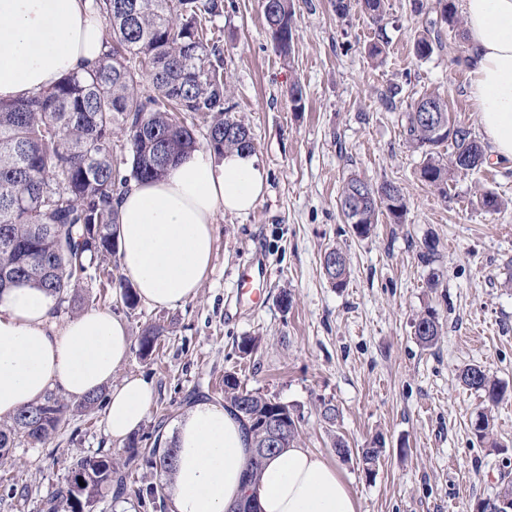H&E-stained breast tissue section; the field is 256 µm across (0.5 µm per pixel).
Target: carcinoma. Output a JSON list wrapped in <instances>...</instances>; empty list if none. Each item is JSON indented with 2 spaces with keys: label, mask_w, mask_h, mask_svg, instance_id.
<instances>
[{
  "label": "carcinoma",
  "mask_w": 512,
  "mask_h": 512,
  "mask_svg": "<svg viewBox=\"0 0 512 512\" xmlns=\"http://www.w3.org/2000/svg\"><path fill=\"white\" fill-rule=\"evenodd\" d=\"M374 22L385 17V0H359ZM109 27L98 64L84 74L63 77L50 89L9 103L0 102V290L20 285L39 288L55 304L74 302L90 270L112 264L117 255L119 213L115 199L133 181L157 180L178 158L198 147L195 120L206 126V143L218 150H254L248 126L229 115L225 107L224 58L214 32L207 26L223 12V0H94ZM264 17L275 48L291 54L295 35L294 0H264ZM440 20L454 27L463 24L453 0H435ZM436 37L426 29L413 43V53L425 59L434 51ZM148 78L155 94L144 96L140 80ZM444 117L445 128L431 131L421 122L427 105ZM127 136L128 174L112 161V132ZM407 141L423 150L420 177L448 196L449 165L461 151H469L474 170L484 163L482 146L471 130L451 123L448 104L440 95L425 94L408 113ZM453 147L449 163L434 148L445 142ZM365 185L367 193L360 191ZM340 207L345 223L358 237H366L385 217L402 224L407 213L403 189L391 181L374 185L359 176L349 177L342 188ZM336 269L322 264L334 288L349 276L346 254L339 248ZM441 326L427 312L415 321V336L433 345ZM164 329L148 325L142 331L139 355H151ZM460 383L499 402L505 389L479 364L459 372ZM100 405L93 393L72 407L64 397L48 392L37 403L19 409L11 422L0 426V472L13 466L11 449L25 441L43 446L78 409L91 413ZM224 405L234 410L252 436V447L262 441L260 426L278 418L287 427L275 454L296 443L299 420L288 405L249 390L232 373L224 375ZM176 449L153 444L141 448L133 441L124 460L109 454L73 461L63 483L43 500L44 512H95L104 491L128 490L129 471L139 465L167 475L175 467ZM78 475L84 485L71 481ZM153 512H167L164 485L150 484L134 490Z\"/></svg>",
  "instance_id": "carcinoma-1"
}]
</instances>
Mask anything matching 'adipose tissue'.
Segmentation results:
<instances>
[{"label": "adipose tissue", "instance_id": "ef3b65f1", "mask_svg": "<svg viewBox=\"0 0 512 512\" xmlns=\"http://www.w3.org/2000/svg\"><path fill=\"white\" fill-rule=\"evenodd\" d=\"M471 94L496 157L512 159V0H463ZM105 25L93 0H0V101L51 87L100 59ZM267 174L253 152L200 147L158 180L132 183L118 198L122 272L139 297L173 308L195 297L213 256L218 213L249 212ZM54 300L28 286L0 294V420L60 389L78 400L108 389L105 422L121 440L144 421L150 381L116 373L130 352L125 323L92 309L63 328ZM178 450L172 512H229L253 496L259 512H358L335 466L294 446L270 456L255 484L244 485L251 440L222 406L200 402L175 424Z\"/></svg>", "mask_w": 512, "mask_h": 512}]
</instances>
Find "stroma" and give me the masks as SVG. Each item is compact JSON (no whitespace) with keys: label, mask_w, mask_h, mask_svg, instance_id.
<instances>
[{"label":"stroma","mask_w":512,"mask_h":512,"mask_svg":"<svg viewBox=\"0 0 512 512\" xmlns=\"http://www.w3.org/2000/svg\"><path fill=\"white\" fill-rule=\"evenodd\" d=\"M374 24L359 6L338 17L331 0H295L296 36L289 57L276 52L262 0H224L212 21L220 36L232 113L249 125L268 175L265 197L248 214H226L215 225L212 268L197 295L174 308H126L116 284L86 280L80 308L123 320L131 341L147 325L164 326L154 353H130L118 378L152 382L155 398L132 437L140 445L170 429L200 400L224 402V375L296 410L301 446L338 466L359 512H474L512 473V161L489 157L469 173H453L447 194L420 178L421 150L406 139L407 116L422 95L437 92L449 113L477 141L485 136L470 92L466 29L439 22L411 0H385ZM439 40L431 57L414 56L412 41L428 24ZM378 44L383 53L370 58ZM303 88L301 107L288 96ZM400 185L404 223L381 220L355 236L340 210L344 180ZM498 195L486 212L477 190ZM340 247L349 259L345 287L325 279L321 256ZM433 251V262L423 252ZM263 260L265 281L240 293L239 269ZM77 308V309H80ZM56 306L64 326L76 315ZM437 314L441 336L422 345L414 322ZM257 339L250 354L245 338ZM477 363L501 382L496 404L461 385L458 374ZM334 404L335 425L321 403ZM486 412L492 440L471 428ZM383 451L373 478L358 458L342 459L336 438ZM124 442L106 430L105 411L70 417L46 446L18 445L12 476L26 499L0 487V512H41L64 468L98 452L124 458Z\"/></svg>","instance_id":"obj_1"}]
</instances>
